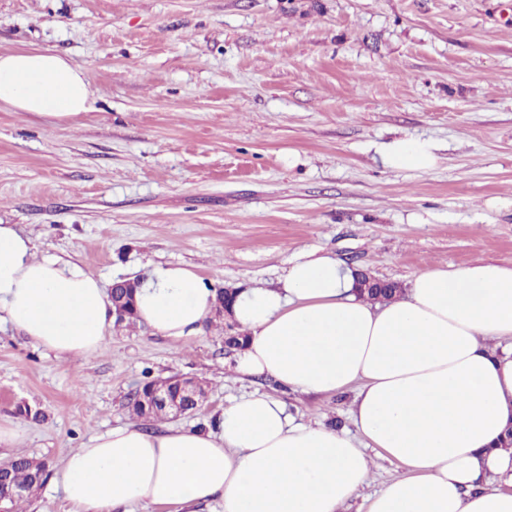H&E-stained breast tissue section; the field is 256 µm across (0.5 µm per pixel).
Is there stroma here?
<instances>
[{
    "mask_svg": "<svg viewBox=\"0 0 512 512\" xmlns=\"http://www.w3.org/2000/svg\"><path fill=\"white\" fill-rule=\"evenodd\" d=\"M30 49L81 66L94 95L67 122L0 106V222L106 284L172 262L216 289L266 286L309 250L404 289L432 266L512 265V0H0V53ZM406 136L433 144L431 169L384 164ZM227 332L122 324L66 361L1 324L0 417L24 440L0 461L58 468L172 376L205 381L207 405L144 428L192 430L261 392L355 433L354 390L239 375ZM368 454L341 512L401 470Z\"/></svg>",
    "mask_w": 512,
    "mask_h": 512,
    "instance_id": "35a3bbf8",
    "label": "stroma"
}]
</instances>
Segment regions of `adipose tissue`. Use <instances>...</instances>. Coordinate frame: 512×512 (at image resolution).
Instances as JSON below:
<instances>
[{
  "label": "adipose tissue",
  "mask_w": 512,
  "mask_h": 512,
  "mask_svg": "<svg viewBox=\"0 0 512 512\" xmlns=\"http://www.w3.org/2000/svg\"><path fill=\"white\" fill-rule=\"evenodd\" d=\"M88 74L41 50L0 54V105L69 120L88 111ZM429 141L384 148L394 169L435 162ZM353 272L309 251L269 286L242 290L233 307L248 344L234 369L304 394L355 388L361 434L295 424L282 401L233 400L205 432L127 425L94 436L55 474L74 512H130L139 504H219L221 512H339L366 484L369 449L400 462L368 512H512V448L496 441L512 421V266L477 259L415 275L407 294L371 304ZM215 293L191 266L154 264L139 281V322L165 336L206 323ZM114 319L101 279L38 255L16 225L0 224V324L73 360L92 357Z\"/></svg>",
  "instance_id": "1"
}]
</instances>
